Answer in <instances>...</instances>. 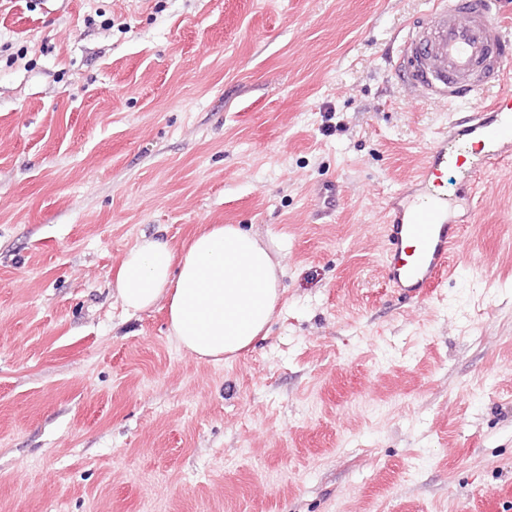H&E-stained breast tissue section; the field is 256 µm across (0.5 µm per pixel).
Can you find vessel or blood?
Here are the masks:
<instances>
[{
  "mask_svg": "<svg viewBox=\"0 0 512 512\" xmlns=\"http://www.w3.org/2000/svg\"><path fill=\"white\" fill-rule=\"evenodd\" d=\"M502 15L501 0H433L398 48L402 79L422 97L456 106L449 140L435 141L418 174L430 198L406 199L387 220L385 279L405 298L421 297L460 237L458 201L443 191L448 167L476 182L512 155V31Z\"/></svg>",
  "mask_w": 512,
  "mask_h": 512,
  "instance_id": "b4317fda",
  "label": "vessel or blood"
}]
</instances>
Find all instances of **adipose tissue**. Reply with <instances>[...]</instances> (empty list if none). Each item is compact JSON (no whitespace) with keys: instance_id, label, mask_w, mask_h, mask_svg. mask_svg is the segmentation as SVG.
<instances>
[{"instance_id":"1","label":"adipose tissue","mask_w":512,"mask_h":512,"mask_svg":"<svg viewBox=\"0 0 512 512\" xmlns=\"http://www.w3.org/2000/svg\"><path fill=\"white\" fill-rule=\"evenodd\" d=\"M283 275L270 241L237 224H211L179 248L141 239L124 253L112 287L126 312L162 307L179 347L218 362L266 337Z\"/></svg>"}]
</instances>
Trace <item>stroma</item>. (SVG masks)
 Instances as JSON below:
<instances>
[{
  "label": "stroma",
  "instance_id": "stroma-1",
  "mask_svg": "<svg viewBox=\"0 0 512 512\" xmlns=\"http://www.w3.org/2000/svg\"><path fill=\"white\" fill-rule=\"evenodd\" d=\"M429 0H0V512H512V157L450 267L384 215L451 117L390 59ZM274 239L266 338L180 348L141 237Z\"/></svg>",
  "mask_w": 512,
  "mask_h": 512
}]
</instances>
